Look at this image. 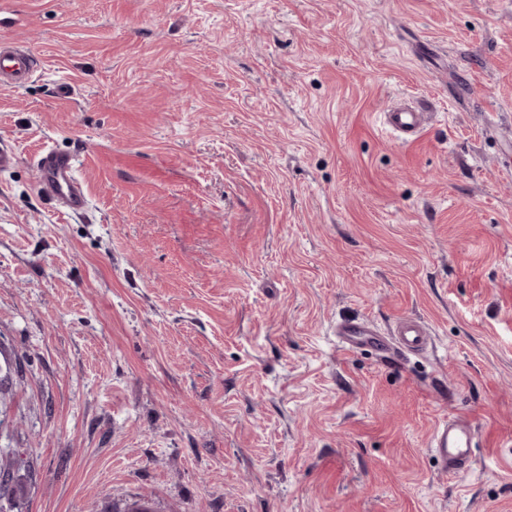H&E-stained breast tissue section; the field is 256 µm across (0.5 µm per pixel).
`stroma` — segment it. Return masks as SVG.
Here are the masks:
<instances>
[{
	"instance_id": "35a3bbf8",
	"label": "stroma",
	"mask_w": 512,
	"mask_h": 512,
	"mask_svg": "<svg viewBox=\"0 0 512 512\" xmlns=\"http://www.w3.org/2000/svg\"><path fill=\"white\" fill-rule=\"evenodd\" d=\"M0 41V512H512V0H5ZM403 317L425 351L336 347ZM33 56L29 49L7 43L0 45V84L20 86L34 72ZM430 116L431 112L420 103H399L383 112L381 121L391 136L401 144H406L422 134ZM79 156L61 152L54 148H45L39 156L37 166L41 171L38 184L40 192L59 203L65 213L80 214L87 200L78 177ZM429 447L448 473L454 474L469 467L474 448L471 424L459 419L440 424L431 436Z\"/></svg>"
}]
</instances>
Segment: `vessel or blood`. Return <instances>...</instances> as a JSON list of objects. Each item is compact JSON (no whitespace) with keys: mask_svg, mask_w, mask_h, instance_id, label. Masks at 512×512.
<instances>
[{"mask_svg":"<svg viewBox=\"0 0 512 512\" xmlns=\"http://www.w3.org/2000/svg\"><path fill=\"white\" fill-rule=\"evenodd\" d=\"M34 69L29 49L7 43L0 45L1 85H22L29 80ZM429 117L430 112L424 105L400 103L384 112L381 121L391 136L406 144L422 134ZM79 162L78 155L51 147L45 148L37 161L41 172L39 191L59 203L70 215L80 214L87 204L78 177ZM336 334L338 347L342 351L369 347L391 360L423 351L430 340L428 328L412 318L400 321L389 335L380 333L374 325L357 320L339 324ZM430 446L444 469L452 474L459 472L471 464L474 446L471 424L459 419L440 424L431 436Z\"/></svg>","mask_w":512,"mask_h":512,"instance_id":"b4317fda","label":"vessel or blood"}]
</instances>
